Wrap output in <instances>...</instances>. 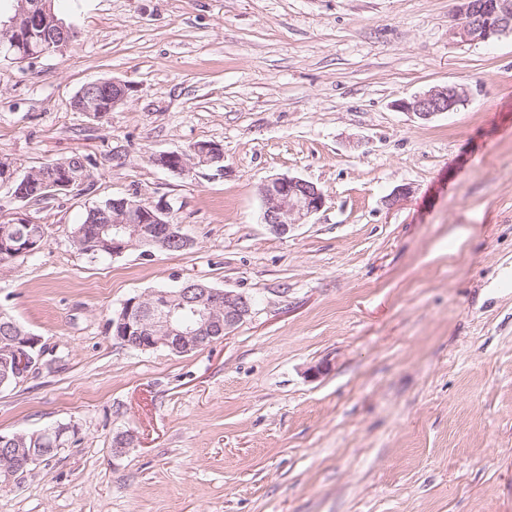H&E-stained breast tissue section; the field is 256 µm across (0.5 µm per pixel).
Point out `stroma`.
Wrapping results in <instances>:
<instances>
[{"label": "stroma", "instance_id": "stroma-1", "mask_svg": "<svg viewBox=\"0 0 512 512\" xmlns=\"http://www.w3.org/2000/svg\"><path fill=\"white\" fill-rule=\"evenodd\" d=\"M53 5L78 36L0 57V157H87L94 186L0 209L47 228L0 264V310L48 348L0 392V432H80L0 512H512V35L461 41L456 0ZM102 79L124 105L75 111ZM446 85L457 110L399 107ZM202 141L222 167L152 161ZM281 175L325 195L283 236L259 195ZM122 197L170 206L191 246L74 249L86 210ZM187 280L252 316L184 354L113 339L127 299ZM128 90V85L114 79L90 82L77 93L74 107L78 112H85L94 117L103 112L101 110L102 103L108 101V111L111 112L125 102Z\"/></svg>", "mask_w": 512, "mask_h": 512}]
</instances>
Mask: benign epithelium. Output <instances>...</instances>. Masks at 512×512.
Here are the masks:
<instances>
[{"instance_id":"obj_1","label":"benign epithelium","mask_w":512,"mask_h":512,"mask_svg":"<svg viewBox=\"0 0 512 512\" xmlns=\"http://www.w3.org/2000/svg\"><path fill=\"white\" fill-rule=\"evenodd\" d=\"M457 25L453 34L464 42H485L512 34V0H457ZM41 31L45 43L68 46L74 37L71 27L65 25L54 13L52 0H16L14 14L6 21L0 20V40L16 43L29 36L32 28ZM129 87L125 83L104 79L85 84L77 93L74 107L79 112L96 115L104 102L108 111L121 106ZM466 100L465 90L455 85L437 87L412 99L400 107L418 119L426 121L452 112ZM224 161L218 146L204 142L193 145L189 151L163 153L154 162L176 175H183L195 166H215ZM43 182L55 193L69 192L77 187L80 177L67 165L59 166ZM263 199V223L277 235L288 233L296 224H303L318 213L325 204V196L318 186L299 177L278 176L260 188ZM167 206L148 210L144 223H135L141 213L126 198L112 202V219L103 228L109 236L104 242L111 256L122 255L131 248L145 245L165 251L175 242L190 246L186 234L169 225ZM160 224L162 229L148 234L145 225ZM42 237L35 234H17L1 238L0 247L15 254L32 253L40 249ZM253 303L243 293L209 288L201 283L187 282L176 290L157 289L128 299L121 310L112 316L116 327L113 339L122 345L138 350L166 348L174 353H187L203 343L223 339L251 316ZM47 348L42 339L30 332H22L0 346V392L15 388L27 381L40 367ZM79 432L76 423L48 427L32 438L41 435L56 438L58 450H64L65 440ZM26 436L16 434L11 438L0 435V488L17 484L28 469L44 457V449L25 447Z\"/></svg>"}]
</instances>
